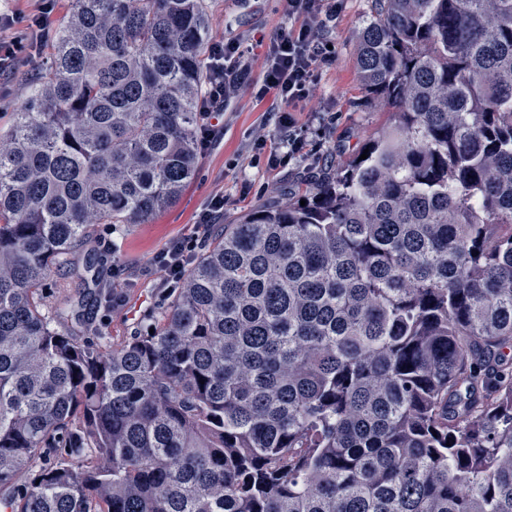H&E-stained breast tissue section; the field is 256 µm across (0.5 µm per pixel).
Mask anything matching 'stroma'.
<instances>
[{
  "label": "stroma",
  "instance_id": "35a3bbf8",
  "mask_svg": "<svg viewBox=\"0 0 512 512\" xmlns=\"http://www.w3.org/2000/svg\"><path fill=\"white\" fill-rule=\"evenodd\" d=\"M207 5L213 19L212 41L237 38L248 46L251 82L242 86L231 105L219 114L222 131L209 148L200 150L197 175L179 199L148 224L97 225L90 245L92 281L84 285L73 279L61 280L44 290L50 308L86 294L83 336L104 335L118 343L146 328L150 316L168 302L159 275L148 272L153 257L173 240L192 233L215 193L224 195L223 220L227 223L278 195L300 198L315 187L324 172L355 154L389 120L388 113L368 100L356 65V36L371 15V0H344L332 34L336 59L320 71L312 99L295 111L302 123L313 112L336 115L335 126L322 134L315 130L309 134L320 162L298 158L274 170L253 163L248 144L256 131H264L271 146H278L280 139L278 115L272 112L270 100H256L252 83L261 77L269 42L287 32L292 18L285 0H207ZM41 64V59H34L9 83L0 85V129H8L14 112L26 103L30 76Z\"/></svg>",
  "mask_w": 512,
  "mask_h": 512
}]
</instances>
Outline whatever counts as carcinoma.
Returning a JSON list of instances; mask_svg holds the SVG:
<instances>
[{
	"mask_svg": "<svg viewBox=\"0 0 512 512\" xmlns=\"http://www.w3.org/2000/svg\"><path fill=\"white\" fill-rule=\"evenodd\" d=\"M391 124L220 224L144 332L44 311L198 162L206 0H73L0 137L9 512H512V0H372Z\"/></svg>",
	"mask_w": 512,
	"mask_h": 512,
	"instance_id": "obj_1",
	"label": "carcinoma"
}]
</instances>
